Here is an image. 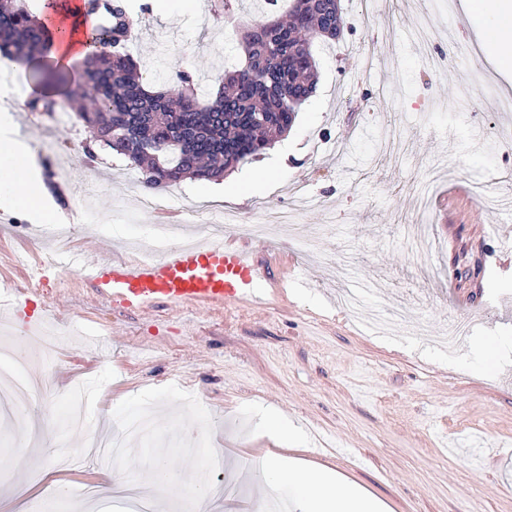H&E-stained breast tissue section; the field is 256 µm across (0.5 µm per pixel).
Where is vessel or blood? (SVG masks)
Returning a JSON list of instances; mask_svg holds the SVG:
<instances>
[{
  "mask_svg": "<svg viewBox=\"0 0 512 512\" xmlns=\"http://www.w3.org/2000/svg\"><path fill=\"white\" fill-rule=\"evenodd\" d=\"M61 265L91 282L99 298L130 311L159 300L179 308H220L257 298L270 281L258 262L220 239L179 246L140 264L100 262L72 253Z\"/></svg>",
  "mask_w": 512,
  "mask_h": 512,
  "instance_id": "b4317fda",
  "label": "vessel or blood"
}]
</instances>
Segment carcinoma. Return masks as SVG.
<instances>
[{
    "mask_svg": "<svg viewBox=\"0 0 512 512\" xmlns=\"http://www.w3.org/2000/svg\"><path fill=\"white\" fill-rule=\"evenodd\" d=\"M45 9L0 0L1 55L19 63L53 52L55 32L38 15ZM108 10L93 34L98 41L112 38L117 48L81 60L59 108L145 173L147 189L185 177L218 180L260 155L292 127L315 89L313 41L334 43L344 28L336 0H294L289 20L239 31L243 62L220 76L216 92L200 89L187 69L176 73L179 87L151 91L143 65L124 48L137 25L131 0H112Z\"/></svg>",
    "mask_w": 512,
    "mask_h": 512,
    "instance_id": "cac0c4a2",
    "label": "carcinoma"
}]
</instances>
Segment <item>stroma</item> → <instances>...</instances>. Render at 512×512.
<instances>
[{
	"instance_id": "stroma-1",
	"label": "stroma",
	"mask_w": 512,
	"mask_h": 512,
	"mask_svg": "<svg viewBox=\"0 0 512 512\" xmlns=\"http://www.w3.org/2000/svg\"><path fill=\"white\" fill-rule=\"evenodd\" d=\"M341 5L344 36L315 44L316 88L288 134L224 174L219 203L246 221L282 209L297 188L312 198L300 235L249 243L278 291L220 309L129 312L98 300L76 272L71 287L34 290L14 260L54 259V245L23 213L0 210V274L21 286L20 300L52 328L56 347L52 391L24 408L30 426L15 425L13 403L0 398V512H15L19 482L30 512L60 486L70 491L60 512H133L150 497L161 512H180L181 499L158 491L166 477L183 497L206 482L212 512H226L210 478L215 448L225 480L238 486L237 512H262L275 489L238 469L243 457L283 450L261 407L304 430L298 458L336 470L337 493L360 485L391 512H512V155L498 144L506 123L496 110L512 97V68L498 65L512 42L487 51V20L467 0H376L370 33L354 21L352 0ZM169 7L177 20L151 12L138 25L134 52L153 78L174 80L182 65L208 80L242 58L235 31L254 23L250 8L217 21L208 0ZM427 13L448 57L440 77L417 38ZM464 46L480 66L461 55ZM478 77L485 97L477 108L462 89ZM16 120L32 147L46 150L44 183L74 250L104 239L128 259L148 225L181 221L174 207L140 214L142 173L109 148L97 147L89 182L83 149L92 134L80 120L54 128L46 113L26 109ZM60 155L69 176L58 186L51 169ZM440 167L450 175L417 215L415 188ZM417 220L432 239L423 271L405 232ZM360 279L375 282L361 307L403 313L398 332L375 333L345 310L344 291ZM453 318L471 331L451 350L441 338ZM77 382L90 400L74 425L68 395ZM139 411L150 438L129 470L105 471L90 443L110 441ZM189 445L191 470L182 454Z\"/></svg>"
}]
</instances>
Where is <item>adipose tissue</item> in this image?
Segmentation results:
<instances>
[{
	"label": "adipose tissue",
	"instance_id": "ef3b65f1",
	"mask_svg": "<svg viewBox=\"0 0 512 512\" xmlns=\"http://www.w3.org/2000/svg\"><path fill=\"white\" fill-rule=\"evenodd\" d=\"M472 9L493 14L484 31L486 46H497L512 36V0H473ZM51 23L58 35L55 60L68 66L83 58L88 49L87 36L96 21L84 16L78 0H70L67 10L58 13ZM46 198L36 153L20 136L13 113H1L0 209L21 210L41 223L53 224L57 215L47 208ZM266 477L272 484L293 487L294 512H386L385 503L360 486H352L346 494H337L339 476L334 471L307 472L282 454L267 456Z\"/></svg>",
	"mask_w": 512,
	"mask_h": 512
}]
</instances>
